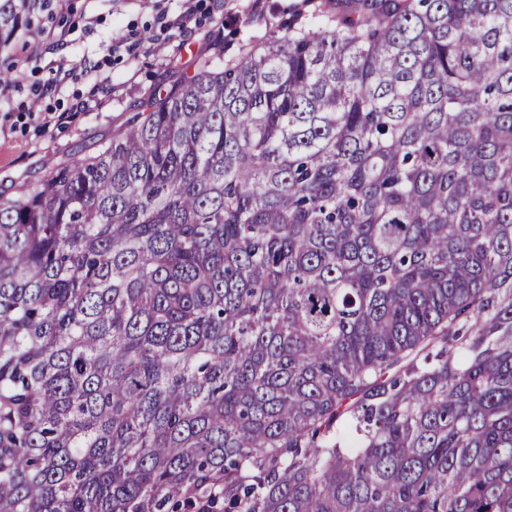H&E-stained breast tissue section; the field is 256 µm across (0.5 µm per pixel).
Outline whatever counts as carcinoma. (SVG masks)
<instances>
[{
	"label": "carcinoma",
	"mask_w": 512,
	"mask_h": 512,
	"mask_svg": "<svg viewBox=\"0 0 512 512\" xmlns=\"http://www.w3.org/2000/svg\"><path fill=\"white\" fill-rule=\"evenodd\" d=\"M331 8L0 203V512H512V0Z\"/></svg>",
	"instance_id": "cac0c4a2"
}]
</instances>
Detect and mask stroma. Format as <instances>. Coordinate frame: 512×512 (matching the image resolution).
<instances>
[{
  "label": "stroma",
  "instance_id": "stroma-1",
  "mask_svg": "<svg viewBox=\"0 0 512 512\" xmlns=\"http://www.w3.org/2000/svg\"><path fill=\"white\" fill-rule=\"evenodd\" d=\"M294 0H46L23 25L25 40L0 37V203L20 198L56 168L96 152L150 94L193 74L197 62L223 42L225 57L264 40L285 22ZM184 31H162L160 18L186 6ZM99 65L113 91L93 97L82 76ZM97 104L64 126H44L34 109L64 110L79 99Z\"/></svg>",
  "mask_w": 512,
  "mask_h": 512
}]
</instances>
